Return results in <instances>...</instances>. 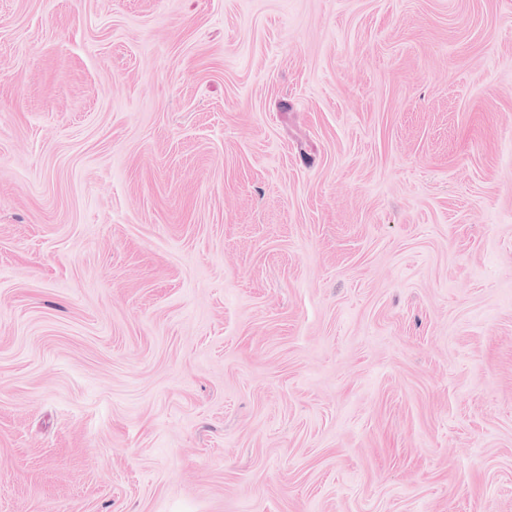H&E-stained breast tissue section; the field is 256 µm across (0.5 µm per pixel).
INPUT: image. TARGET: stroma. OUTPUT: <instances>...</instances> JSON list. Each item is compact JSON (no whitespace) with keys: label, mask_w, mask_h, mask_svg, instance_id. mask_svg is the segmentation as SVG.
Segmentation results:
<instances>
[{"label":"stroma","mask_w":512,"mask_h":512,"mask_svg":"<svg viewBox=\"0 0 512 512\" xmlns=\"http://www.w3.org/2000/svg\"><path fill=\"white\" fill-rule=\"evenodd\" d=\"M0 512H512V0H0Z\"/></svg>","instance_id":"stroma-1"}]
</instances>
